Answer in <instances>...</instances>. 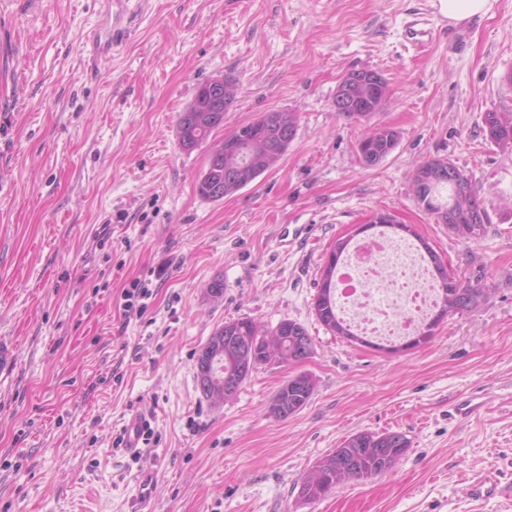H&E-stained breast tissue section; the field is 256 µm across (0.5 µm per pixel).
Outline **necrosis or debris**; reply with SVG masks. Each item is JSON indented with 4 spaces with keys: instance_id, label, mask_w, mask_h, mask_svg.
<instances>
[{
    "instance_id": "4bbe7bcc",
    "label": "necrosis or debris",
    "mask_w": 512,
    "mask_h": 512,
    "mask_svg": "<svg viewBox=\"0 0 512 512\" xmlns=\"http://www.w3.org/2000/svg\"><path fill=\"white\" fill-rule=\"evenodd\" d=\"M337 297L348 324L382 340L410 335L439 301L412 245L381 234L353 249L337 278Z\"/></svg>"
}]
</instances>
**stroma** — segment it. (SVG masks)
Listing matches in <instances>:
<instances>
[{
	"label": "stroma",
	"mask_w": 512,
	"mask_h": 512,
	"mask_svg": "<svg viewBox=\"0 0 512 512\" xmlns=\"http://www.w3.org/2000/svg\"><path fill=\"white\" fill-rule=\"evenodd\" d=\"M130 35L91 64L103 0H0V512H512V150L483 115L512 112V0L440 23L432 0H130ZM425 36L412 44L409 22ZM381 73L370 119L332 107L349 70ZM235 79L221 140L264 112L296 113L278 166L220 201L177 119L199 87ZM399 133L377 166L358 143ZM447 160L492 222L463 241L417 200L412 173ZM411 225L480 304L396 354L334 336L313 310L336 240L376 212ZM224 283L221 298L208 286ZM152 292L128 319L123 292ZM290 319L305 361L258 366L230 401L197 389L195 360L225 321ZM314 394L270 415L294 375ZM150 416L139 453L115 447ZM410 441L386 473L303 503L304 474L353 433ZM153 493L141 500L142 475ZM480 475L496 492L469 491ZM302 375L305 376L306 382H307V385L305 386V391L303 392L305 394V398L301 397L302 391H298L297 394H295L292 397V403L289 404L287 401V404H282L283 408L286 410V412H288V413H286L285 411H283V408L279 403V399L281 396V390L284 386L283 385L277 391V393L273 397L271 404H270L271 414L274 415L276 418H278V419L288 418L289 416L300 411L305 405H307V403L311 399L313 392H314V387H315L314 382H313L311 376H309L308 374L304 373ZM144 419L145 416L141 413L133 414L125 424L124 434L117 438L116 446L120 447L124 444L125 436V448L132 452L138 451L141 448ZM152 434L151 424L147 423L144 428L143 441L148 444Z\"/></svg>",
	"instance_id": "stroma-1"
}]
</instances>
